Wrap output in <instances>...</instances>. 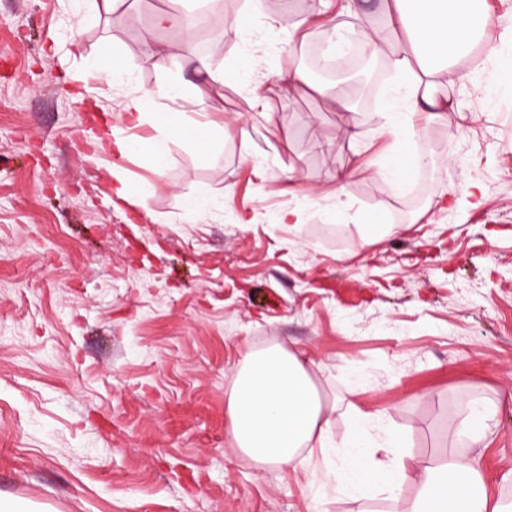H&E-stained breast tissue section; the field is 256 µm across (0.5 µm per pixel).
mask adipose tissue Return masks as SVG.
Wrapping results in <instances>:
<instances>
[{
    "mask_svg": "<svg viewBox=\"0 0 512 512\" xmlns=\"http://www.w3.org/2000/svg\"><path fill=\"white\" fill-rule=\"evenodd\" d=\"M380 15L381 28L363 33L362 39L367 49L383 57L386 68L400 77L407 102L406 112L388 107L376 114L379 131L393 140L389 185L397 191L407 174L429 161L428 155L407 149L400 138L402 129L411 125L415 114L444 112L452 106L448 96L439 91L434 73L451 72L457 59L491 25H499L503 36L512 35V21L492 20L466 0H381ZM185 95L184 85L169 79L128 98L126 118L152 124L158 137L141 141L112 129L104 134V141L113 144L116 156H146L158 172L167 167L169 141L207 149L220 128L208 119L187 121L177 110ZM161 100L167 101L168 110L158 109ZM224 406L232 446L257 467H285L304 452L323 457L330 453V413L296 354L277 346L246 353ZM377 421V416L369 413L353 417L336 471L338 485L358 498L381 492L397 494L404 480V469L397 460H377L369 449V431ZM413 512L500 510L490 503L474 458L452 454L425 468Z\"/></svg>",
    "mask_w": 512,
    "mask_h": 512,
    "instance_id": "adipose-tissue-1",
    "label": "adipose tissue"
}]
</instances>
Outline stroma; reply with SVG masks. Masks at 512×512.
I'll list each match as a JSON object with an SVG mask.
<instances>
[{"label":"stroma","instance_id":"35a3bbf8","mask_svg":"<svg viewBox=\"0 0 512 512\" xmlns=\"http://www.w3.org/2000/svg\"><path fill=\"white\" fill-rule=\"evenodd\" d=\"M339 6L292 0V38L247 0H225L242 28L209 39L154 25L197 13L198 0H120L87 21L82 0H0L1 501L31 512H406L423 468L452 449L504 502L512 84L498 76L512 50L491 58L472 44L467 73L442 85L452 110L408 133L435 165L385 192L377 174L392 140L373 115L386 69L351 105L353 142L332 103L340 81L291 88L245 71L253 53L284 66L288 47L328 56ZM105 52L131 83L90 70ZM171 76L188 119L223 123L212 153L170 142L159 174L146 157L94 148L111 127L157 137L122 123L123 106ZM203 187L214 206L190 216L185 201ZM288 210L298 223H280ZM374 213L393 232L365 247ZM273 345L307 360L336 441L360 411L401 437V496L359 500L337 491L322 459L260 469L232 448L224 393L246 351ZM474 401L497 415L472 449L448 433Z\"/></svg>","mask_w":512,"mask_h":512}]
</instances>
